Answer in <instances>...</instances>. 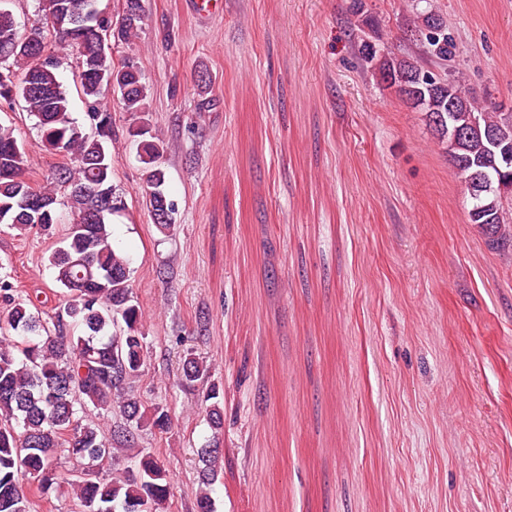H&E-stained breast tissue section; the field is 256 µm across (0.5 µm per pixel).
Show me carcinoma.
<instances>
[{
	"instance_id": "carcinoma-1",
	"label": "carcinoma",
	"mask_w": 512,
	"mask_h": 512,
	"mask_svg": "<svg viewBox=\"0 0 512 512\" xmlns=\"http://www.w3.org/2000/svg\"><path fill=\"white\" fill-rule=\"evenodd\" d=\"M40 0L33 33L43 42L22 40L16 18L0 0V57L30 85L22 93L25 111L38 119L42 145L62 156L41 186L28 177L29 152L15 128L0 124V212L4 224L20 232L37 228L51 232L58 223L60 198L73 217L98 209L94 185L112 187V114L101 108L108 98L107 80L117 84L121 110L130 116L128 131L136 143L144 169L146 206L150 216L166 206L168 220L156 223L161 231L175 224V205L169 199L162 158L165 143L146 122L151 112V87L135 57L116 56L117 49L137 37L145 10L143 0H124L132 17L118 27L97 19L90 25L111 33L112 49H105L91 29L76 23L92 15L95 0ZM419 32L425 35L431 59L417 65L380 53L376 44L361 40L359 52L398 94L422 107L430 123L444 115L447 125L463 131L454 142L446 137L449 164L464 185L487 174L512 184V167L499 168L501 154L512 150V113L488 101H478L456 80H444L433 67L453 55L454 45L442 19L425 14ZM73 48L78 60L90 61L95 72L79 79L78 87L90 106L95 134L81 130L71 117V96L60 77L64 51ZM46 53V61L37 57ZM443 113L431 111V106ZM30 192L51 202L50 216L36 223L17 201ZM469 222L486 231L491 251L512 241V193L485 195L473 200ZM57 287L66 290L63 312L42 316L30 298L18 295L8 276L0 275V512H30L27 487L47 496L61 484L72 487L79 512H157L171 494L169 471L163 461L139 447L147 429L161 433L171 426L168 410L159 403L144 404L125 391L144 371L146 342L142 312L130 282L131 259L114 247L111 215L94 224H71L48 258ZM211 377L210 367L193 353L184 356L181 383L191 387ZM223 389L212 383L202 391L213 436L198 452L202 467L196 498L197 512H212L211 487L220 472L219 447L224 432ZM116 410L123 425L107 443L98 427L83 422L87 406ZM64 448L81 464L69 479L56 466L57 449ZM130 460L122 472L106 479L95 467L115 452Z\"/></svg>"
}]
</instances>
